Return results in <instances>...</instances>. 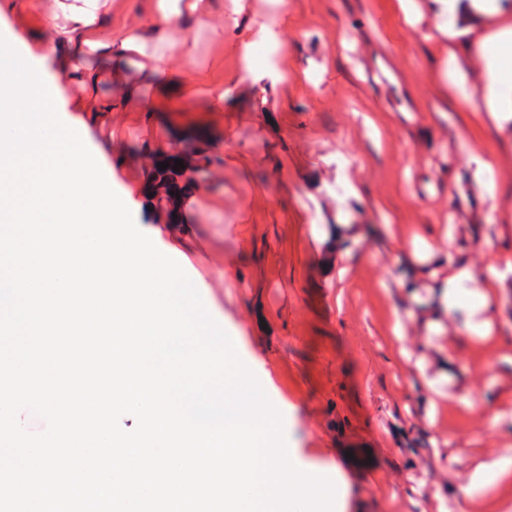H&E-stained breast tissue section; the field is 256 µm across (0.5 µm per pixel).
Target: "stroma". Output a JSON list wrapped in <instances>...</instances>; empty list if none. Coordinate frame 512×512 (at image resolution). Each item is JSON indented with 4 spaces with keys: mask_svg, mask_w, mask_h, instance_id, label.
Masks as SVG:
<instances>
[{
    "mask_svg": "<svg viewBox=\"0 0 512 512\" xmlns=\"http://www.w3.org/2000/svg\"><path fill=\"white\" fill-rule=\"evenodd\" d=\"M211 9L223 44L195 34L194 62L178 73L223 79V111L126 71L157 105L126 125L130 164L144 169V154L196 141L213 173L193 189L186 223L167 226L146 202L132 211L137 227L163 252L170 237L184 239L185 272L206 276L204 305L280 412L290 462L337 478L340 512H494L492 497L467 501L460 489L485 456H512V432L492 422L512 414V368L496 364L506 349L468 342L457 321L431 332L432 264L411 253L464 249L480 271L512 246V124L498 129L480 111L478 65L468 97L448 89L434 19L409 28L396 0H288L274 37L254 43L247 28L275 12L274 0ZM47 36L41 14L0 15V38L19 55ZM247 64L265 104L242 78ZM375 115L384 121L373 129L364 119ZM475 153L498 157L495 199L474 175ZM344 224L366 239L341 275L319 241ZM229 264L239 276L227 285L218 273ZM478 394L488 409L462 408Z\"/></svg>",
    "mask_w": 512,
    "mask_h": 512,
    "instance_id": "35a3bbf8",
    "label": "stroma"
}]
</instances>
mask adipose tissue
Here are the masks:
<instances>
[{
  "instance_id": "ef3b65f1",
  "label": "adipose tissue",
  "mask_w": 512,
  "mask_h": 512,
  "mask_svg": "<svg viewBox=\"0 0 512 512\" xmlns=\"http://www.w3.org/2000/svg\"><path fill=\"white\" fill-rule=\"evenodd\" d=\"M405 19L430 14L438 20V32L448 40L442 50V76L447 85L465 92L471 60L482 64V111L490 113L497 127L512 121V0H397ZM112 10V0H53L42 21L49 33L40 45L42 56L50 58L59 91L80 93L87 105L91 124L115 130L113 113L125 111L135 90L125 85L113 60L133 62L155 78L159 86L169 83L166 63L173 53L189 59L196 45L189 40L174 41L173 32L194 28L223 41L224 28L215 24L208 0H150V12L159 19L152 34L138 27H122L103 34L101 19ZM438 265L446 271L437 280L440 309L449 319H460L466 337L484 342L492 317L502 303L503 272L512 271V257L504 268L488 266L476 275L466 256L446 249L434 251ZM475 296L463 306V295ZM496 489L498 505L512 501V457L489 455L474 467L462 494L470 498Z\"/></svg>"
}]
</instances>
